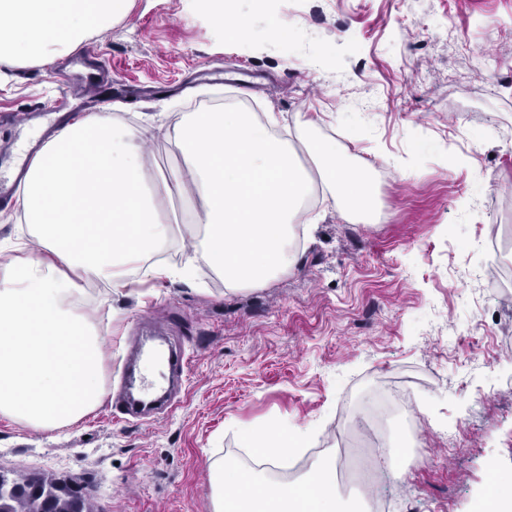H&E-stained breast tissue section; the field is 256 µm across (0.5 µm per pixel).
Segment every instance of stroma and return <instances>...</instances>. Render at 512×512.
Here are the masks:
<instances>
[{
  "label": "stroma",
  "mask_w": 512,
  "mask_h": 512,
  "mask_svg": "<svg viewBox=\"0 0 512 512\" xmlns=\"http://www.w3.org/2000/svg\"><path fill=\"white\" fill-rule=\"evenodd\" d=\"M251 29L225 40L201 0H134L83 47L111 80L94 95L148 128V192L180 175L161 128L213 104L319 121L346 161H395L370 218L317 200L297 263L269 287L229 291L208 267L96 288L88 311L104 378L124 388L132 337L160 322L187 366L170 413L122 417L109 398L46 435L0 418V471L81 486L92 512H209V467L243 433L307 430L335 448L336 411L382 381L420 392L394 512H476L512 494V271L478 277L483 246L512 243V0H223ZM290 25L273 38L276 21ZM495 58L476 70L475 57ZM47 64L0 62V157L46 128Z\"/></svg>",
  "instance_id": "35a3bbf8"
}]
</instances>
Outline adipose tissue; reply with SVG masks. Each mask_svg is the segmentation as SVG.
<instances>
[{"mask_svg":"<svg viewBox=\"0 0 512 512\" xmlns=\"http://www.w3.org/2000/svg\"><path fill=\"white\" fill-rule=\"evenodd\" d=\"M134 0H0V56L49 63L128 16ZM281 116L268 112H189L167 132L188 177L170 190L200 200L186 231L195 241L182 268L166 253L174 227L162 201L145 194L140 131L117 129L111 113L90 112L63 125L35 153L20 188L21 223L42 250L2 255L0 417L55 432L106 397L102 342L72 301L81 283L122 294L134 282L190 277L197 265L223 274L229 289L262 288L297 262L292 222L309 188ZM299 133L328 201L367 207L372 189L335 145ZM211 512H371L341 500L336 466L313 460L293 484H273L235 464L210 467Z\"/></svg>","mask_w":512,"mask_h":512,"instance_id":"1","label":"adipose tissue"}]
</instances>
